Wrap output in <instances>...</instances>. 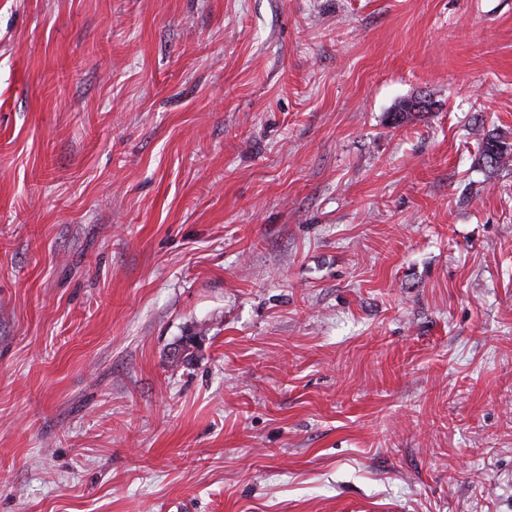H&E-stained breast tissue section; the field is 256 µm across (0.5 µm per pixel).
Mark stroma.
<instances>
[{
  "mask_svg": "<svg viewBox=\"0 0 512 512\" xmlns=\"http://www.w3.org/2000/svg\"><path fill=\"white\" fill-rule=\"evenodd\" d=\"M482 130L512 0H0V512H512Z\"/></svg>",
  "mask_w": 512,
  "mask_h": 512,
  "instance_id": "35a3bbf8",
  "label": "stroma"
}]
</instances>
